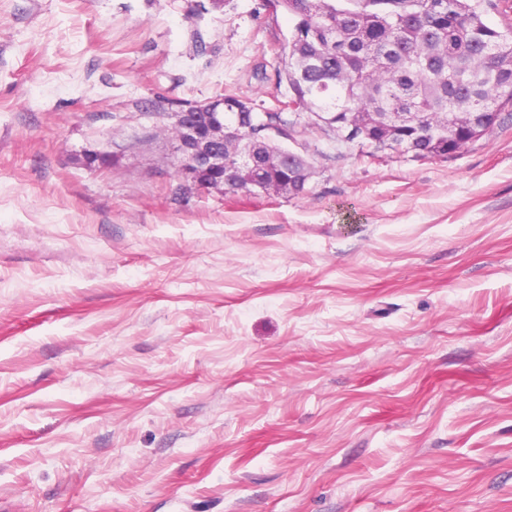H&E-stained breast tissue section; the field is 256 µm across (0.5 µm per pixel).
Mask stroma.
Returning a JSON list of instances; mask_svg holds the SVG:
<instances>
[{
	"label": "stroma",
	"mask_w": 512,
	"mask_h": 512,
	"mask_svg": "<svg viewBox=\"0 0 512 512\" xmlns=\"http://www.w3.org/2000/svg\"><path fill=\"white\" fill-rule=\"evenodd\" d=\"M291 27L0 0V512H512V119L198 187L175 102L275 107Z\"/></svg>",
	"instance_id": "obj_1"
}]
</instances>
